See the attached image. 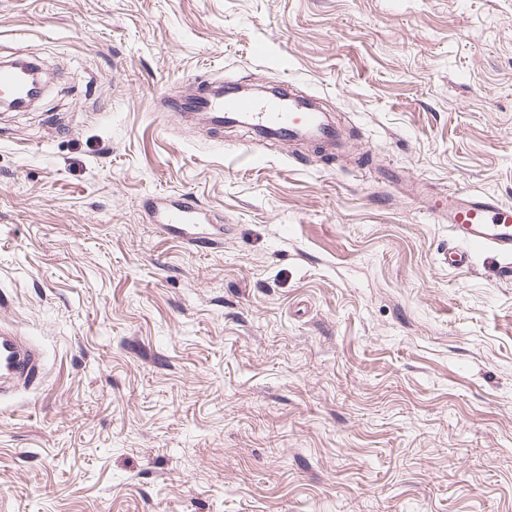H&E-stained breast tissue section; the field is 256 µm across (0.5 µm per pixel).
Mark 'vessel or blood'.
I'll use <instances>...</instances> for the list:
<instances>
[{
    "label": "vessel or blood",
    "mask_w": 512,
    "mask_h": 512,
    "mask_svg": "<svg viewBox=\"0 0 512 512\" xmlns=\"http://www.w3.org/2000/svg\"><path fill=\"white\" fill-rule=\"evenodd\" d=\"M25 95L23 77L11 63L0 64V98ZM180 111L207 112L215 128H222L226 115H241L256 125L273 127L291 139L335 146L336 128L300 97L260 100L251 96L222 95L208 91L185 99ZM159 224H204L206 212L192 200L162 202L153 208ZM449 267H465L472 252L489 258L512 256V207L488 192H461L448 197ZM42 378V354L32 343L10 329L0 330V393L18 386L30 387Z\"/></svg>",
    "instance_id": "b4317fda"
}]
</instances>
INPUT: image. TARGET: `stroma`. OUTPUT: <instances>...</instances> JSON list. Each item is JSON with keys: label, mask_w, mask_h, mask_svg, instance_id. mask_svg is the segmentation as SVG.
<instances>
[{"label": "stroma", "mask_w": 512, "mask_h": 512, "mask_svg": "<svg viewBox=\"0 0 512 512\" xmlns=\"http://www.w3.org/2000/svg\"><path fill=\"white\" fill-rule=\"evenodd\" d=\"M0 512H512V0H0ZM314 97L340 149L212 132L199 75ZM211 216L156 224L158 196ZM16 62H2L0 65V98L8 100L11 98H23L25 86L23 77L12 66ZM448 266H468L470 254L482 251L489 258L512 256V207L488 192L448 195ZM42 378V354L32 343L7 328L0 330V393L30 387Z\"/></svg>", "instance_id": "35a3bbf8"}]
</instances>
